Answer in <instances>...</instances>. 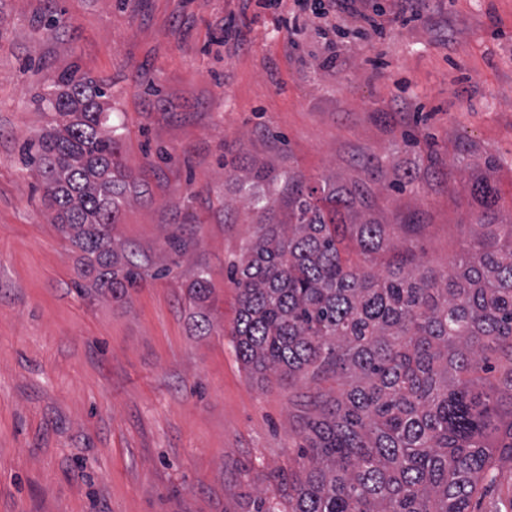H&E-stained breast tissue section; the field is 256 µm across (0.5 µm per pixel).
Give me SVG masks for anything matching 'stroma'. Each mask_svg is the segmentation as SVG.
Instances as JSON below:
<instances>
[{
    "label": "stroma",
    "instance_id": "obj_1",
    "mask_svg": "<svg viewBox=\"0 0 512 512\" xmlns=\"http://www.w3.org/2000/svg\"><path fill=\"white\" fill-rule=\"evenodd\" d=\"M357 4L382 32L331 12L289 34L296 0H0V512H249L272 492L308 382L242 364L228 269L265 205L286 214L290 175L368 184L374 217L438 270L473 249L468 184L487 161L512 220V0ZM74 62L111 82L136 178L112 238L146 275L119 301L76 291L84 254L20 156L52 122L32 94ZM242 154L272 181L241 186ZM202 269L219 298L207 336L189 299Z\"/></svg>",
    "mask_w": 512,
    "mask_h": 512
}]
</instances>
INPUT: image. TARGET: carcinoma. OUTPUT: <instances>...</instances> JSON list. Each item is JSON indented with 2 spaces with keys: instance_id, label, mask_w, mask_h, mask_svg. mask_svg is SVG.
I'll return each instance as SVG.
<instances>
[{
  "instance_id": "1",
  "label": "carcinoma",
  "mask_w": 512,
  "mask_h": 512,
  "mask_svg": "<svg viewBox=\"0 0 512 512\" xmlns=\"http://www.w3.org/2000/svg\"><path fill=\"white\" fill-rule=\"evenodd\" d=\"M110 97L76 63L48 77L32 102L57 119L22 155L54 221L87 254L82 277L121 299L144 264L112 241L132 180ZM494 170L487 162L470 185L476 249L450 274L403 243L383 271L352 264L349 237L366 258L389 246L386 225L367 216L365 185L288 178V219L264 225L231 265L230 336L251 373L307 375L319 388L301 419L304 463L272 472L279 500L259 495L251 512H471L512 462V221L499 222ZM234 177L272 180L254 162ZM212 295L201 270L189 289L201 335L213 329Z\"/></svg>"
}]
</instances>
